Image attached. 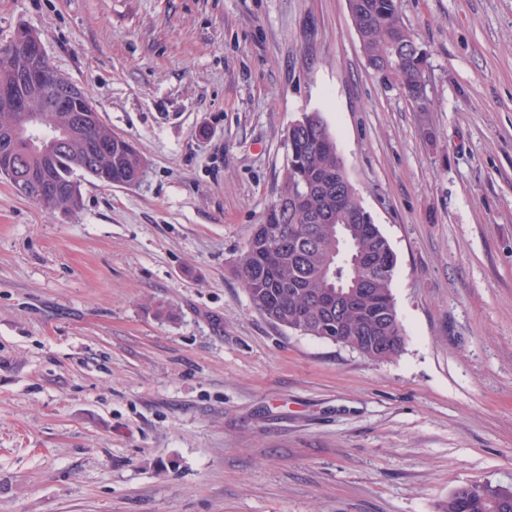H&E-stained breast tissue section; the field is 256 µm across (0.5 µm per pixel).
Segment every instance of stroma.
Masks as SVG:
<instances>
[{
    "instance_id": "1",
    "label": "stroma",
    "mask_w": 512,
    "mask_h": 512,
    "mask_svg": "<svg viewBox=\"0 0 512 512\" xmlns=\"http://www.w3.org/2000/svg\"><path fill=\"white\" fill-rule=\"evenodd\" d=\"M428 109L346 0H0L147 163L0 178V512H439L512 487V0H400ZM320 112L397 256L403 350L278 327L237 261Z\"/></svg>"
}]
</instances>
